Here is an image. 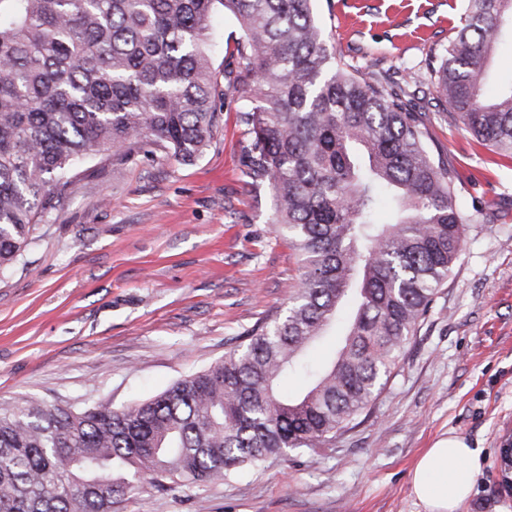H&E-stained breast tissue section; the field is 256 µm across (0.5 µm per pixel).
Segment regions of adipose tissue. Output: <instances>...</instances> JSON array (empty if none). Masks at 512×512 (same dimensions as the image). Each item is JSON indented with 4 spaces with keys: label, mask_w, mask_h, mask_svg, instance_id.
Here are the masks:
<instances>
[{
    "label": "adipose tissue",
    "mask_w": 512,
    "mask_h": 512,
    "mask_svg": "<svg viewBox=\"0 0 512 512\" xmlns=\"http://www.w3.org/2000/svg\"><path fill=\"white\" fill-rule=\"evenodd\" d=\"M476 468V451L460 435L448 434L417 458L411 492L426 512H458L473 491Z\"/></svg>",
    "instance_id": "adipose-tissue-1"
}]
</instances>
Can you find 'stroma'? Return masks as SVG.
Instances as JSON below:
<instances>
[{
    "mask_svg": "<svg viewBox=\"0 0 512 512\" xmlns=\"http://www.w3.org/2000/svg\"><path fill=\"white\" fill-rule=\"evenodd\" d=\"M467 0H316L328 46L371 82L410 83L429 147L467 228L448 288L407 344L371 415L316 448L186 489L146 488L115 512H425L418 456L455 433L479 457L460 512H512V159L474 142L435 98L430 74ZM237 104L192 165L163 154L84 161L63 209L0 278V403L30 396L119 408L223 359L282 315L300 269L272 223L267 186L246 185Z\"/></svg>",
    "mask_w": 512,
    "mask_h": 512,
    "instance_id": "35a3bbf8",
    "label": "stroma"
}]
</instances>
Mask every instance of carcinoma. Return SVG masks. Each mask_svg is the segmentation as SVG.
<instances>
[{
	"label": "carcinoma",
	"instance_id": "1",
	"mask_svg": "<svg viewBox=\"0 0 512 512\" xmlns=\"http://www.w3.org/2000/svg\"><path fill=\"white\" fill-rule=\"evenodd\" d=\"M244 40L218 80L212 13ZM512 0H468L432 70L436 98L512 159V87L489 56ZM232 96L301 278L286 314L224 359L122 408L35 397L0 405V512H112L143 489L201 484L314 448L354 427L441 298L475 215L434 159L408 92L371 83L329 50L313 0H0V275L25 262L47 208L90 158L160 152L194 163ZM354 306L333 358L308 346ZM297 374L307 389L276 390Z\"/></svg>",
	"mask_w": 512,
	"mask_h": 512
}]
</instances>
